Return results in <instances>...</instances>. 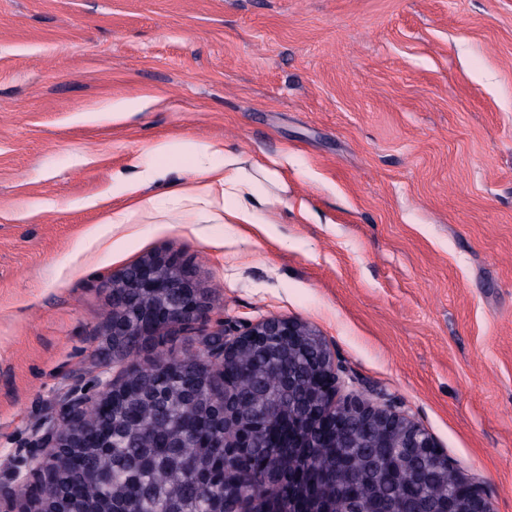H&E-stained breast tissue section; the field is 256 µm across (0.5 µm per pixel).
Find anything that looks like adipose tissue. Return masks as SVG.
I'll return each instance as SVG.
<instances>
[{"mask_svg":"<svg viewBox=\"0 0 512 512\" xmlns=\"http://www.w3.org/2000/svg\"><path fill=\"white\" fill-rule=\"evenodd\" d=\"M149 155L151 160L144 165L137 181L124 188L125 206L112 210L108 223L126 224L137 215L172 205L189 207L203 220L220 217L228 224L256 228L267 223L269 213L283 204L280 192L286 181L282 170L263 167L259 172H250L232 150L202 147L182 138L156 143ZM185 157L198 162L195 183L170 187L160 195L143 194L144 184L162 178L168 161Z\"/></svg>","mask_w":512,"mask_h":512,"instance_id":"ef3b65f1","label":"adipose tissue"}]
</instances>
